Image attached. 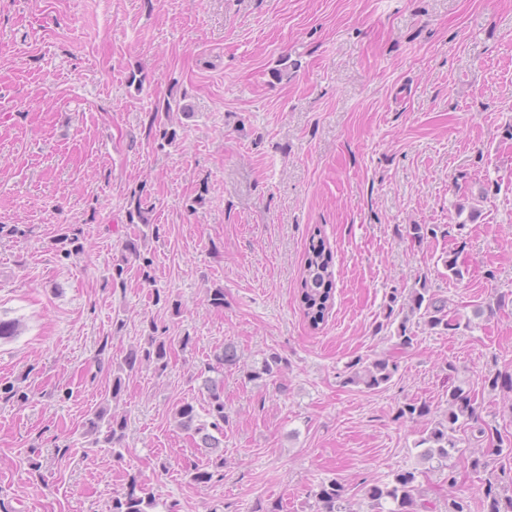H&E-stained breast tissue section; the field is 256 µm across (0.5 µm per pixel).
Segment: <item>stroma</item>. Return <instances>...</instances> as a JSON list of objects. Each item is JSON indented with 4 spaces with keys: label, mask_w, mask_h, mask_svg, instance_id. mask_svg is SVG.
<instances>
[{
    "label": "stroma",
    "mask_w": 512,
    "mask_h": 512,
    "mask_svg": "<svg viewBox=\"0 0 512 512\" xmlns=\"http://www.w3.org/2000/svg\"><path fill=\"white\" fill-rule=\"evenodd\" d=\"M0 224L20 229L0 238V320L14 326L0 384L28 394L0 401V512H111L133 476L157 512H316L310 492L330 479L367 512L368 488L417 465L430 419L398 417L404 403L440 419L461 385L512 443V392L484 385L512 373V305H496L512 292V0H0ZM65 224L84 231L79 254L55 241ZM412 224L437 235L416 241ZM317 228L336 292L314 330L298 288ZM421 279L471 329L411 323L387 386L349 384L352 362L392 351L389 298L407 303ZM153 323L167 370L126 375L120 447L85 444L87 414ZM228 343L224 467L197 484L207 455L173 414L202 404ZM272 351L282 373L248 382ZM457 436V487L484 512L512 453Z\"/></svg>",
    "instance_id": "obj_1"
}]
</instances>
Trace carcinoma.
Returning <instances> with one entry per match:
<instances>
[{"label":"carcinoma","instance_id":"obj_1","mask_svg":"<svg viewBox=\"0 0 512 512\" xmlns=\"http://www.w3.org/2000/svg\"><path fill=\"white\" fill-rule=\"evenodd\" d=\"M83 230L81 227L68 224L61 228L60 244L64 255L69 256L83 250ZM336 284L333 273V254L321 232L312 234L305 248L304 267L300 288V303L304 317L309 325L317 329L324 323L333 304ZM397 296L390 297L385 316L386 325L398 324L396 329V349L404 350L412 345L413 336L408 333L409 317L397 319L394 304ZM411 314L419 315L425 325L431 330L446 333L462 327L471 328V320H462L459 316H451L448 312V300L439 298L436 294L421 284V288L413 289L409 299ZM170 355L168 342L160 336L147 338V345L130 350L124 365L132 372L142 363H154L158 370L167 368ZM236 350L230 346L214 355V362L208 364V371L218 372L226 366L237 363ZM354 372L347 382L362 385L368 390H375L388 384L398 372V362L393 355L374 360L371 364L360 367L358 363L351 364ZM283 368V358L277 353L266 355L261 366L247 371L250 381L266 380L277 376ZM123 390L122 378L117 376L112 381L111 398L120 396ZM202 390L205 394L203 411L207 420L200 419L196 406L186 402L176 407L174 418L178 426L200 436L201 447L207 449L206 465L195 467L191 474L192 480L198 484L210 482L214 475L224 468V425L228 416L224 411V389L213 378L203 380ZM109 398V399H111ZM109 399H103L98 408L87 415L84 422V435L89 438V444L97 447L114 448L122 443L126 428L125 418L109 408ZM430 405L425 402L410 401L398 411V416L410 420L424 419L431 415ZM464 418L473 423L471 431L480 438L489 437L487 428L479 422L477 407L474 405L469 392L456 385L448 386V415L435 422L434 427L426 431L417 446L422 448L419 454L421 461L428 468L443 475L442 483L448 487L445 496L446 512H471L467 497L456 492V476L451 460L458 452L460 440L455 436V424ZM419 471L408 469L393 476L384 486L371 487L366 498L369 500V512H421L427 508L422 501L423 490L418 484ZM317 504L316 512H351L347 506L345 486L332 479L321 482L313 492ZM155 499L148 492L141 493L137 485L132 483L127 492L112 500V512H152ZM484 512H512V493L506 494L505 488L497 479L488 480L484 491Z\"/></svg>","mask_w":512,"mask_h":512}]
</instances>
